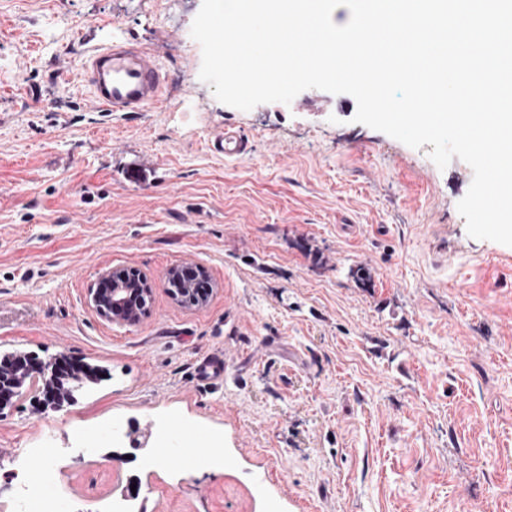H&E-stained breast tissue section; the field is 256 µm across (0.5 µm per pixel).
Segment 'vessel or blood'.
Returning a JSON list of instances; mask_svg holds the SVG:
<instances>
[{
    "mask_svg": "<svg viewBox=\"0 0 512 512\" xmlns=\"http://www.w3.org/2000/svg\"><path fill=\"white\" fill-rule=\"evenodd\" d=\"M74 71L90 89L99 112H141L164 99L163 70L150 51L130 42L93 49ZM210 148L227 157L247 153L249 141L236 127L224 126L211 134Z\"/></svg>",
    "mask_w": 512,
    "mask_h": 512,
    "instance_id": "1",
    "label": "vessel or blood"
}]
</instances>
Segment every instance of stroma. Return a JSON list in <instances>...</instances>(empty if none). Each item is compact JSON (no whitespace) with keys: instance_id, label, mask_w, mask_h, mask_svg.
<instances>
[{"instance_id":"obj_1","label":"stroma","mask_w":512,"mask_h":512,"mask_svg":"<svg viewBox=\"0 0 512 512\" xmlns=\"http://www.w3.org/2000/svg\"><path fill=\"white\" fill-rule=\"evenodd\" d=\"M201 4L0 0V352L102 371L62 410L0 415V512L46 436L69 512H111L132 479L138 512H512V246L468 235L470 166L355 122L347 94L221 103ZM117 40L157 55L159 107L98 112L73 79ZM227 124L243 157L209 149ZM187 263L198 306L165 285ZM128 267L152 286L132 325L88 300ZM116 419L146 447L113 449ZM162 419L223 436V466L185 440L149 462ZM177 281H185L194 285L190 294H184L182 290L171 288L169 273L166 279L167 287L170 288L172 295L180 302L186 305H200L208 295L209 285L205 269L197 264H185L173 269Z\"/></svg>"}]
</instances>
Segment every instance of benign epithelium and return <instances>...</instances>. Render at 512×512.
<instances>
[{
    "mask_svg": "<svg viewBox=\"0 0 512 512\" xmlns=\"http://www.w3.org/2000/svg\"><path fill=\"white\" fill-rule=\"evenodd\" d=\"M175 278L194 285L189 294L171 289L172 295L186 305H200L208 295L209 285L205 269L197 264H185L174 268ZM151 299V288L135 269L105 273L90 290V300L97 312L110 321L133 323L146 313ZM53 366L42 361L36 354L17 350L0 357V412L11 406L26 391H41V410H60L71 404L66 390L53 394L44 389L52 375Z\"/></svg>",
    "mask_w": 512,
    "mask_h": 512,
    "instance_id": "1",
    "label": "benign epithelium"
}]
</instances>
